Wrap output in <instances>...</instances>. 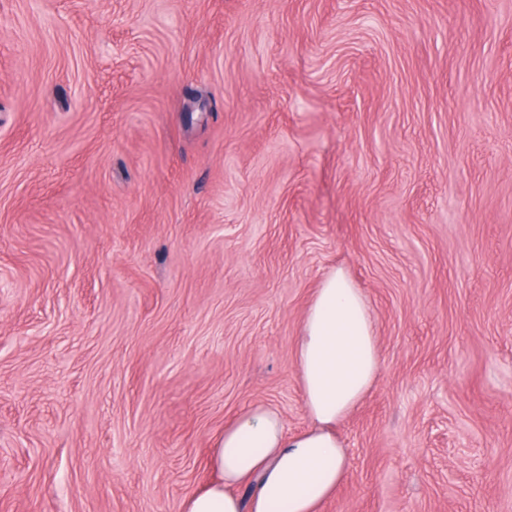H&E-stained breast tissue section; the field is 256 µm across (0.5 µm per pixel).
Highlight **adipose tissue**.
<instances>
[{"mask_svg":"<svg viewBox=\"0 0 512 512\" xmlns=\"http://www.w3.org/2000/svg\"><path fill=\"white\" fill-rule=\"evenodd\" d=\"M295 361L310 427L288 435L277 412L252 406L217 437L209 461L217 478L182 512H320L333 498L348 469L336 426L380 371L368 303L343 270L321 279Z\"/></svg>","mask_w":512,"mask_h":512,"instance_id":"ef3b65f1","label":"adipose tissue"}]
</instances>
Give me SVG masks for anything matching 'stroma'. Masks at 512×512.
<instances>
[{
  "instance_id": "stroma-1",
  "label": "stroma",
  "mask_w": 512,
  "mask_h": 512,
  "mask_svg": "<svg viewBox=\"0 0 512 512\" xmlns=\"http://www.w3.org/2000/svg\"><path fill=\"white\" fill-rule=\"evenodd\" d=\"M335 268L381 372L322 512H512V0H0V512L302 433Z\"/></svg>"
}]
</instances>
